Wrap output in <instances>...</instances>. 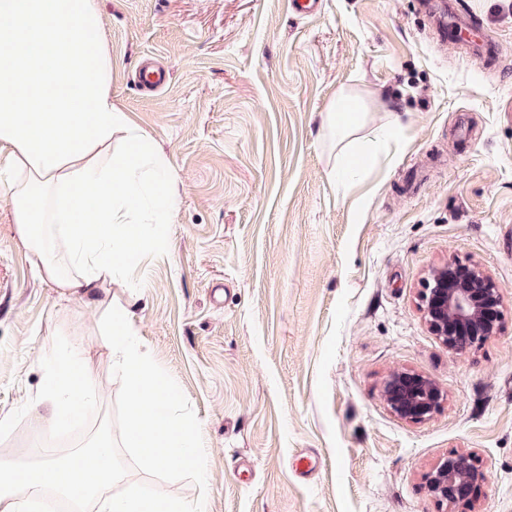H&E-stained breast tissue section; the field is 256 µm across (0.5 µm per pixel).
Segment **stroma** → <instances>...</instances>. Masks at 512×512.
<instances>
[{
	"label": "stroma",
	"instance_id": "1",
	"mask_svg": "<svg viewBox=\"0 0 512 512\" xmlns=\"http://www.w3.org/2000/svg\"><path fill=\"white\" fill-rule=\"evenodd\" d=\"M503 46L494 61L440 40L420 0H105L112 100L172 165L179 197L167 247L136 261L133 328L178 383L202 430L206 487L149 479L205 512H455L427 489L453 450L482 460L480 512H512V0H457ZM170 72L132 80L140 58ZM366 104L359 138L399 119L389 152L360 179L328 176L339 149L323 127L337 93ZM478 265L496 283L500 327L462 356L420 311L429 272ZM79 345L101 400L53 431L35 397L43 359ZM408 370L444 400L420 423L383 385ZM99 313L64 298L29 263L0 194V461L73 446L113 417ZM318 460L299 476L296 455Z\"/></svg>",
	"mask_w": 512,
	"mask_h": 512
}]
</instances>
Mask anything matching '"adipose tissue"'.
Wrapping results in <instances>:
<instances>
[{"label": "adipose tissue", "mask_w": 512, "mask_h": 512, "mask_svg": "<svg viewBox=\"0 0 512 512\" xmlns=\"http://www.w3.org/2000/svg\"><path fill=\"white\" fill-rule=\"evenodd\" d=\"M365 101L342 91L325 117L336 139L362 127ZM171 165L112 102V55L99 0H0V186L34 269L110 317L108 344L130 386L127 447L145 470H198L196 426L173 411L174 386L142 351L112 283L165 246L179 207ZM40 419L62 426L94 405L77 345L44 361Z\"/></svg>", "instance_id": "1"}]
</instances>
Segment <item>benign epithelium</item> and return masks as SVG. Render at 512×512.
Returning a JSON list of instances; mask_svg holds the SVG:
<instances>
[{
  "instance_id": "obj_1",
  "label": "benign epithelium",
  "mask_w": 512,
  "mask_h": 512,
  "mask_svg": "<svg viewBox=\"0 0 512 512\" xmlns=\"http://www.w3.org/2000/svg\"><path fill=\"white\" fill-rule=\"evenodd\" d=\"M421 309L430 329L450 351L463 354L497 331L492 315L499 304L498 288L475 267L448 265L431 271L420 293ZM390 409L409 422H422L440 406L443 394L427 376L410 372L392 373L384 386ZM486 474L478 454L453 450L429 476V490L461 512H479L472 495Z\"/></svg>"
}]
</instances>
